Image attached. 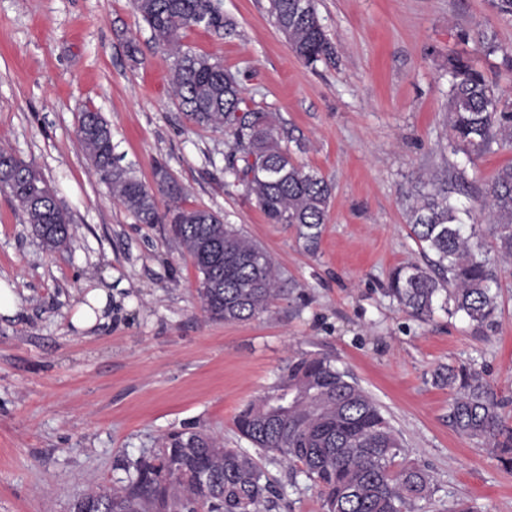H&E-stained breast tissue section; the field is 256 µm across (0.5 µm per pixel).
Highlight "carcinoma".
Here are the masks:
<instances>
[{
	"instance_id": "carcinoma-1",
	"label": "carcinoma",
	"mask_w": 512,
	"mask_h": 512,
	"mask_svg": "<svg viewBox=\"0 0 512 512\" xmlns=\"http://www.w3.org/2000/svg\"><path fill=\"white\" fill-rule=\"evenodd\" d=\"M152 40L174 57L175 105L202 128L231 140L224 175L244 186L271 224L296 227L305 249L317 250L333 186L296 161L282 145L278 126L265 112L248 109L237 78L222 62L182 44L183 32L204 25L229 34L234 22L221 0H133ZM268 12L296 56L314 66L331 60L335 46L320 24L315 0H268ZM448 126L453 153L467 161L512 148V103L503 100L474 62L448 57ZM78 138L95 173L138 224H167L172 239L199 273L197 295L212 321L244 322L270 312L281 294L280 271L271 255L218 214L179 204L182 188L163 165L155 166V187L139 181L113 158L110 127L99 112L78 115ZM27 216L45 250L68 249L72 218L41 172L0 148V179ZM481 211L488 224H467L440 192L420 195L410 229L430 268L409 265L392 276L387 294L411 316L435 311L462 314L482 328L494 322L499 292L485 254L512 257V165L486 184ZM435 382L453 398L448 423L485 442L512 467V426L500 412L489 381L466 365L441 367ZM295 395L284 414L270 404L283 390ZM243 438L273 459H283L319 489L324 512H413L433 493L430 475L397 461L402 446L377 401L327 356L301 354L267 394L244 405L234 418ZM125 477L108 490L77 500L81 512H270L275 491L266 472L240 448L203 432L168 435L160 448L121 464Z\"/></svg>"
}]
</instances>
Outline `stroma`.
Masks as SVG:
<instances>
[{"instance_id":"35a3bbf8","label":"stroma","mask_w":512,"mask_h":512,"mask_svg":"<svg viewBox=\"0 0 512 512\" xmlns=\"http://www.w3.org/2000/svg\"><path fill=\"white\" fill-rule=\"evenodd\" d=\"M236 28L192 26L182 41L221 60L249 108L302 138L298 159L334 186L317 252L294 228L267 223L243 186L224 177L230 142L187 121L172 102L168 55L132 0H0V145L32 162L73 216V239L46 251L0 193V283L19 309L0 316V512H72L109 487L120 464L168 434L203 431L249 451L286 497L274 512H323L288 462L239 437V409L283 375L289 357L328 355L381 405L408 461L435 493L422 512H512V470L448 425L446 364L483 371L512 421V261L495 325L462 315L424 322L385 296L391 273L427 259L409 228L419 193H451L478 211L486 181L512 149L477 164L448 147L449 56L474 55L512 102V21L488 0H316L336 59L308 67L267 12L268 0H222ZM493 39L497 52L478 51ZM140 53L130 59L128 42ZM100 112L124 164L146 185L164 163L183 204L219 213L261 243L287 290L270 314L242 323L201 312L198 273L162 225L136 223L89 167L78 115ZM112 288V322L74 333L69 314L88 288Z\"/></svg>"}]
</instances>
